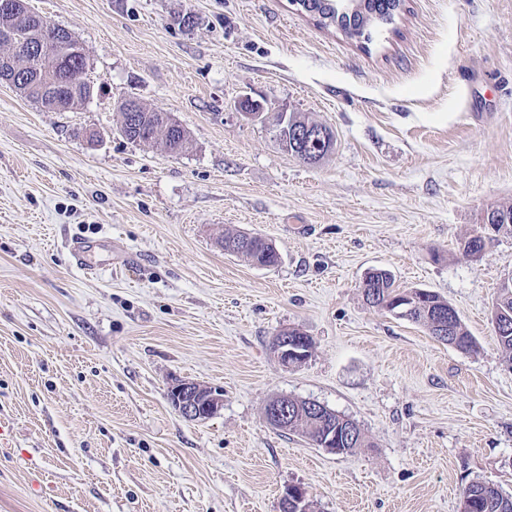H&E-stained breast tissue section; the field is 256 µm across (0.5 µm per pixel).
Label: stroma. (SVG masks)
<instances>
[{
  "label": "stroma",
  "instance_id": "1",
  "mask_svg": "<svg viewBox=\"0 0 512 512\" xmlns=\"http://www.w3.org/2000/svg\"><path fill=\"white\" fill-rule=\"evenodd\" d=\"M26 2L83 45L95 93L45 112L0 82V512H281L291 485L313 512H460L472 480L512 496L490 321L512 235L461 248L512 203V0H406L359 42L290 0ZM129 98L188 149L122 136ZM284 110L333 132L320 162L281 145ZM227 233L278 263L226 253ZM376 268L451 303L475 349L368 305ZM283 329L312 338L305 364L274 356ZM181 380L223 409L182 418ZM278 395L351 418L368 447L272 427ZM169 399L178 414L190 421H204L224 407V393L190 381L171 386Z\"/></svg>",
  "mask_w": 512,
  "mask_h": 512
}]
</instances>
